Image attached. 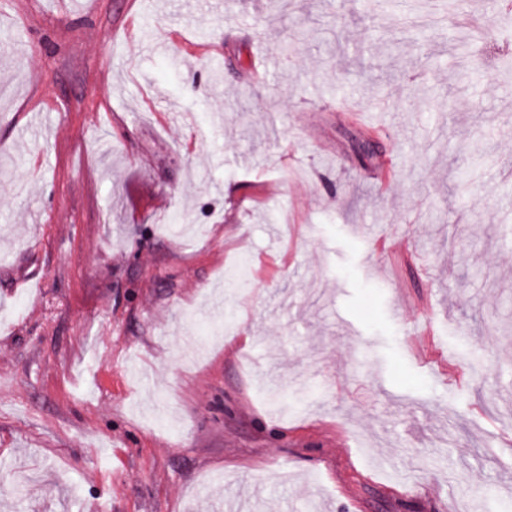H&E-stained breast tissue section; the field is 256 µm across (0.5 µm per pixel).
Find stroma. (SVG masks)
I'll use <instances>...</instances> for the list:
<instances>
[{"instance_id":"35a3bbf8","label":"stroma","mask_w":512,"mask_h":512,"mask_svg":"<svg viewBox=\"0 0 512 512\" xmlns=\"http://www.w3.org/2000/svg\"><path fill=\"white\" fill-rule=\"evenodd\" d=\"M0 27L5 512L512 504V0Z\"/></svg>"}]
</instances>
